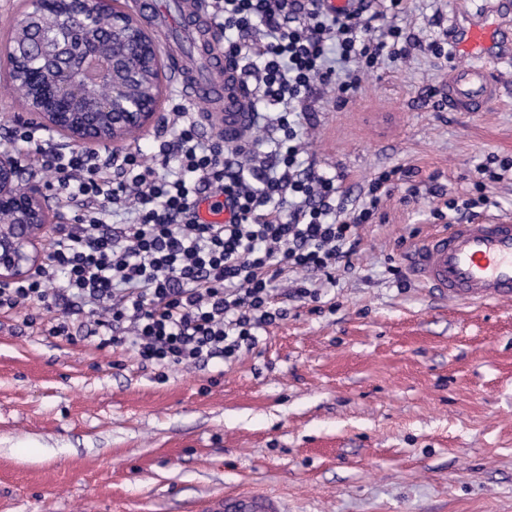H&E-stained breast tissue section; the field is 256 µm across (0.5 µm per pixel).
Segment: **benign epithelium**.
Wrapping results in <instances>:
<instances>
[{"instance_id":"7a95c632","label":"benign epithelium","mask_w":512,"mask_h":512,"mask_svg":"<svg viewBox=\"0 0 512 512\" xmlns=\"http://www.w3.org/2000/svg\"><path fill=\"white\" fill-rule=\"evenodd\" d=\"M111 0H31L20 36L0 56L8 82L33 88L27 111L38 125L79 145L116 144L159 121L158 98L135 95L147 65L161 68L158 44ZM19 158L0 152V281L25 278L41 264V246L67 217L49 206L47 186L17 189Z\"/></svg>"}]
</instances>
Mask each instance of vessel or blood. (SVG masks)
<instances>
[{
	"mask_svg": "<svg viewBox=\"0 0 512 512\" xmlns=\"http://www.w3.org/2000/svg\"><path fill=\"white\" fill-rule=\"evenodd\" d=\"M146 26L166 45L172 81L171 96L193 101L207 99L224 110L219 132L225 142L242 139L248 123L250 97L237 71L224 54V45L203 0H176L174 9L157 0H129ZM181 28L197 49L186 58L173 44ZM494 30L486 10L465 17L457 35L448 40V107L477 112L486 102L500 99V64L512 61L493 54ZM410 267L424 288L438 297L468 306L512 297V212L485 213L448 224L425 236L409 257ZM199 512H288L274 494L256 489H228L202 502Z\"/></svg>",
	"mask_w": 512,
	"mask_h": 512,
	"instance_id": "b4317fda",
	"label": "vessel or blood"
}]
</instances>
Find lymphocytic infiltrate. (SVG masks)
Here are the masks:
<instances>
[{
	"label": "lymphocytic infiltrate",
	"mask_w": 512,
	"mask_h": 512,
	"mask_svg": "<svg viewBox=\"0 0 512 512\" xmlns=\"http://www.w3.org/2000/svg\"><path fill=\"white\" fill-rule=\"evenodd\" d=\"M213 15L252 100L267 105L250 121L262 137L245 135L224 150L176 107L174 137L154 139L150 152L53 153L42 166L56 173L74 222L32 275L0 283V316L24 306L32 325L58 306L45 330L67 342H76L84 316L103 332L99 347L128 349L144 367L226 363L286 319L287 307L273 300L276 283L290 281L288 299H317L316 277L333 285L337 272L352 269L359 229L376 218L389 185L418 195L415 169L398 165L375 172L365 201L348 209L343 174L302 163L299 123L318 87L356 92L362 74L409 57L418 39L362 10L330 15L318 0H215ZM478 171V194L464 200L431 175L434 219L493 207L486 185L507 179L512 163ZM211 192L224 198V223L198 216L201 195ZM117 209L128 222H106Z\"/></svg>",
	"instance_id": "lymphocytic-infiltrate-1"
}]
</instances>
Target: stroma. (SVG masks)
<instances>
[{
	"mask_svg": "<svg viewBox=\"0 0 512 512\" xmlns=\"http://www.w3.org/2000/svg\"><path fill=\"white\" fill-rule=\"evenodd\" d=\"M457 2L407 0L395 23L445 43ZM447 80L418 52L347 100L322 93L305 158L345 174L353 204L397 165L475 194L480 161H512V95L451 112ZM434 206L394 188L318 301H288L235 361L162 380L130 351L0 317V512H194L237 486L288 512H512V300L467 308L392 275Z\"/></svg>",
	"mask_w": 512,
	"mask_h": 512,
	"instance_id": "1",
	"label": "stroma"
}]
</instances>
